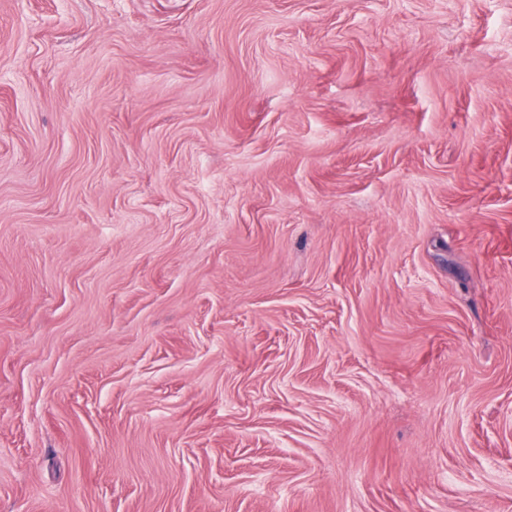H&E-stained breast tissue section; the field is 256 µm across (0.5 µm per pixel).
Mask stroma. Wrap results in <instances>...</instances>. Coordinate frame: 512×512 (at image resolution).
Returning <instances> with one entry per match:
<instances>
[{
  "mask_svg": "<svg viewBox=\"0 0 512 512\" xmlns=\"http://www.w3.org/2000/svg\"><path fill=\"white\" fill-rule=\"evenodd\" d=\"M0 512H512V0H0Z\"/></svg>",
  "mask_w": 512,
  "mask_h": 512,
  "instance_id": "obj_1",
  "label": "stroma"
}]
</instances>
